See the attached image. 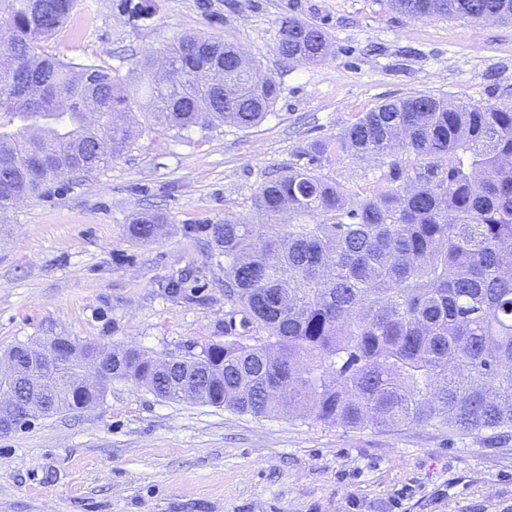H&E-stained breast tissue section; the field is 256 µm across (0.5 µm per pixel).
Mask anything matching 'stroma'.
I'll use <instances>...</instances> for the list:
<instances>
[{"label": "stroma", "instance_id": "35a3bbf8", "mask_svg": "<svg viewBox=\"0 0 512 512\" xmlns=\"http://www.w3.org/2000/svg\"><path fill=\"white\" fill-rule=\"evenodd\" d=\"M138 3L130 13L119 0H80L42 53L139 84L146 54L201 33L262 56L278 98L256 127L179 132L157 125L140 97L128 151L10 210L0 233V357L57 336L160 357L200 353L223 341L239 308L224 296L212 243L191 225L257 222L261 182L381 103L429 93L512 104V25L417 20L379 0ZM286 17L322 27L324 62L281 60ZM321 172L354 192L377 169L335 154ZM141 213L167 218L158 240L131 238ZM172 280L183 283L175 298L164 292ZM0 512H512V431H353L116 383L89 408L0 434Z\"/></svg>", "mask_w": 512, "mask_h": 512}]
</instances>
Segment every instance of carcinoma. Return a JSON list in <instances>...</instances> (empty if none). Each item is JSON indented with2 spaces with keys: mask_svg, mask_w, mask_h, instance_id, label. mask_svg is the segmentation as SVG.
I'll return each instance as SVG.
<instances>
[{
  "mask_svg": "<svg viewBox=\"0 0 512 512\" xmlns=\"http://www.w3.org/2000/svg\"><path fill=\"white\" fill-rule=\"evenodd\" d=\"M414 19L512 22V0H381ZM78 0H0L12 18L0 36V210L6 196H43L60 165L75 174L107 167L130 147L131 99L110 74L39 53ZM330 43L321 26L288 18L276 50L288 63H317ZM191 96L151 81V114L169 129L251 128L278 96L263 61L238 59L234 44L184 36L158 60ZM369 158L380 175L358 192L320 174L321 160ZM306 162L262 182L253 195L260 224L226 219L197 232L224 257V296L242 313L253 344L211 343L198 354L152 357L114 350L112 381L147 387L164 400L185 388L198 402L273 417L294 408L350 430L443 422L465 434L512 428V106L455 104L417 94L362 113L335 137L317 140ZM166 220L135 218L131 236L155 239ZM7 355L29 376L13 390L43 400L16 421L51 416L104 398L79 371L50 369L20 344Z\"/></svg>",
  "mask_w": 512,
  "mask_h": 512,
  "instance_id": "cac0c4a2",
  "label": "carcinoma"
}]
</instances>
